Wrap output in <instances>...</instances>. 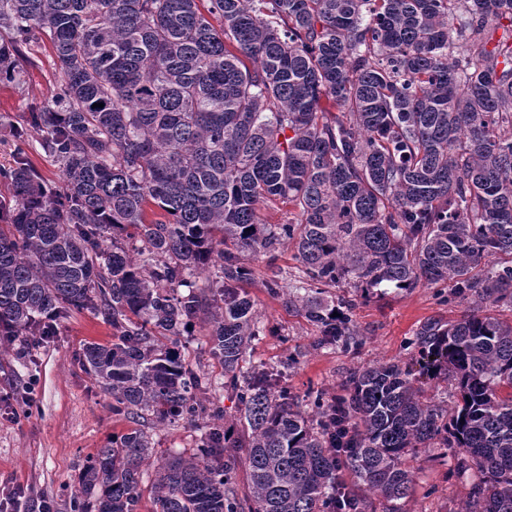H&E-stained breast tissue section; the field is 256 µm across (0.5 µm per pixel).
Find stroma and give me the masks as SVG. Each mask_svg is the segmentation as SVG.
Instances as JSON below:
<instances>
[{
    "instance_id": "35a3bbf8",
    "label": "stroma",
    "mask_w": 512,
    "mask_h": 512,
    "mask_svg": "<svg viewBox=\"0 0 512 512\" xmlns=\"http://www.w3.org/2000/svg\"><path fill=\"white\" fill-rule=\"evenodd\" d=\"M24 55L21 80L0 83V128L22 122L53 95L58 66L50 41L31 45ZM252 265L255 280L248 292L275 333L255 340L251 362L270 370L285 369L289 387L300 396L313 386L337 393L355 368L409 361L407 343L420 323L438 316L455 320L466 309L462 303H441L435 289L426 287L361 298L352 314L363 340L357 353L316 349L312 343L317 327L264 286L273 270L295 272L294 247L279 245L273 256H258ZM111 340L112 328L102 317L74 311L59 322L56 336L38 347L26 350L17 344L0 352V501L7 502L8 512H31L42 498L51 502L54 512H72L71 496L87 458L127 431L128 422L113 415L101 388L79 361L84 344ZM181 343L186 362L211 381L213 399L221 402L227 415H234L236 405L222 388L224 368L209 351L208 326L195 324ZM289 355L295 362L286 369L282 362ZM208 423L204 416L192 424L167 425L147 418L140 427L156 454L164 456L196 447ZM413 467L414 491L405 512H452L465 495L463 485L445 481L444 467L423 459L414 460Z\"/></svg>"
}]
</instances>
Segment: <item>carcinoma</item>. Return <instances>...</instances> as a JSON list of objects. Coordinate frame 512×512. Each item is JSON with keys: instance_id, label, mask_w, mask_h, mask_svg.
Here are the masks:
<instances>
[{"instance_id": "obj_1", "label": "carcinoma", "mask_w": 512, "mask_h": 512, "mask_svg": "<svg viewBox=\"0 0 512 512\" xmlns=\"http://www.w3.org/2000/svg\"><path fill=\"white\" fill-rule=\"evenodd\" d=\"M42 35L61 80L0 166V342L32 348L89 310L114 340L81 361L113 413L213 420L159 461L141 428L112 439L74 512H138L150 467L153 512H374L373 496L405 512L422 451L479 475L455 512H512V322L489 312L512 311V0H0V82ZM33 131L61 191L30 164ZM276 202L294 217L271 228ZM282 241L302 277L265 288L318 349L360 346L356 299L329 287L435 288L470 310L421 323L416 364L354 369L303 409L249 360L275 335L249 259ZM213 268L195 291L187 276ZM202 315L230 425L179 349Z\"/></svg>"}]
</instances>
